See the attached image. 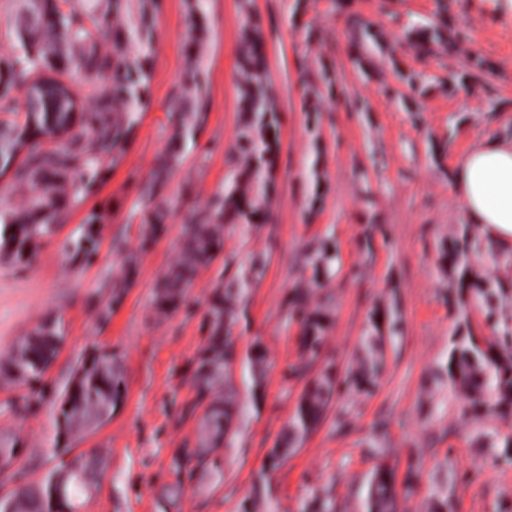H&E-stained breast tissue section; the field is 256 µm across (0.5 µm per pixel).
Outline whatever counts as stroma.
Returning a JSON list of instances; mask_svg holds the SVG:
<instances>
[{
	"instance_id": "1",
	"label": "stroma",
	"mask_w": 512,
	"mask_h": 512,
	"mask_svg": "<svg viewBox=\"0 0 512 512\" xmlns=\"http://www.w3.org/2000/svg\"><path fill=\"white\" fill-rule=\"evenodd\" d=\"M122 21L124 52L148 75L138 122L116 163L33 259L0 266V362L41 321L59 320L64 330L41 379L20 386L0 376V439L17 448L13 467L0 472V500L70 454L94 453L106 468L77 512H241L261 478L276 512H303L316 495L336 512H364L374 469L390 465L401 479L417 458L422 475L401 512H431L440 489L452 512H512V456L476 442L481 432L512 437V412L463 419L438 377L456 328L494 340L481 307H457V281L440 252L466 223L451 178L458 160L486 137L512 140V0H123ZM440 23L454 49L407 41V32ZM253 25L268 65L262 90L275 105L267 200L251 226L225 225L220 256L199 268L176 311L160 315L156 287L180 256L189 214L225 195L245 167L241 60ZM190 92L204 117L179 143L178 112ZM174 146L182 160L155 187L157 161ZM153 200L168 213L143 252ZM92 213L102 221L88 262L66 244ZM321 243L337 259L319 276L306 255ZM135 250L134 282L111 306L123 258ZM252 263L262 272L232 328L238 359L229 376L247 395L242 360L260 343L262 400L246 407L233 447L216 451L221 474L175 477V451L197 440L192 374L211 334L215 287L225 265ZM298 290L330 316L314 362L289 315ZM104 352L123 365V402L100 428L59 439L60 391L83 359ZM375 355L383 360L376 383L343 387L325 422L266 470L307 382ZM34 391L44 400L32 407ZM379 433L384 455L373 450Z\"/></svg>"
}]
</instances>
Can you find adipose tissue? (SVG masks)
<instances>
[{
  "instance_id": "1",
  "label": "adipose tissue",
  "mask_w": 512,
  "mask_h": 512,
  "mask_svg": "<svg viewBox=\"0 0 512 512\" xmlns=\"http://www.w3.org/2000/svg\"><path fill=\"white\" fill-rule=\"evenodd\" d=\"M454 183L468 219L512 244V141L485 139L462 157Z\"/></svg>"
}]
</instances>
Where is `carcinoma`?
<instances>
[{"label":"carcinoma","instance_id":"obj_1","mask_svg":"<svg viewBox=\"0 0 512 512\" xmlns=\"http://www.w3.org/2000/svg\"><path fill=\"white\" fill-rule=\"evenodd\" d=\"M15 25L11 37L17 45L16 55L0 63V174L11 173L14 184L24 191L21 208L0 213V256L22 260L33 257L42 238L57 230L63 207L85 194L101 180L138 120L141 86L146 74L129 67L119 47L103 49L102 33L114 25L109 13L97 10L93 0H14ZM407 38L421 47L447 45L442 26L416 29ZM246 67L255 83L244 94L251 120L238 134L241 152L248 159L247 183L266 195V175L273 166L272 148L264 137L272 114L270 100L258 83L265 60L258 42L250 41ZM59 68L75 82L85 75H106L109 87L92 93V104L79 106L67 85L57 86L56 94L41 102L38 110L19 111L11 96L14 87H30L39 75ZM180 113L178 137H190L200 118L201 103L185 100ZM238 186L225 196L224 202L199 212L192 223L183 227L178 260L163 276L156 295L158 311L176 310L190 288L198 267L212 263L224 245V222H250L260 212L256 197L237 194ZM96 215L76 230L70 246L77 254L90 258L97 245ZM482 227H465L451 245L442 249V261L455 272L458 281L457 303L463 308L480 305L486 310L492 327L503 330L497 344L483 346L470 332L456 329L448 339V357L439 375L457 394L463 411L477 422L493 416L505 406L512 407V316L499 305L508 299L502 285L490 277L470 275L472 255L483 244ZM335 260L324 248L308 256L316 273ZM259 271L241 268L229 283L219 282L211 300L208 318L212 329L201 351L194 372L196 405L206 408V452L233 445L245 404L236 391L224 389V397L215 396L216 385L224 379V369L234 354L231 335L224 331L225 322H234L237 306L246 299ZM296 295L293 313L299 315L306 355L317 358L323 333L329 322L325 311H308ZM62 342L60 329L51 323L35 328L19 340L4 371L15 380L29 382L42 377L53 362ZM266 362L258 343L246 354L245 365L252 376L250 402L258 404L261 385L257 373ZM336 391L335 377L329 371L309 383L302 393L289 432L272 450L266 463L275 468L288 453L323 422ZM125 385L120 366L102 355L81 362L73 379L59 395L60 429L65 433L84 430L89 421L106 422L122 402ZM70 508L75 501L89 495L86 483L75 476L66 486ZM400 494L395 471L378 466L371 475L366 512H397ZM0 512H52L50 481L20 486L10 500L0 501Z\"/></svg>","mask_w":512,"mask_h":512}]
</instances>
